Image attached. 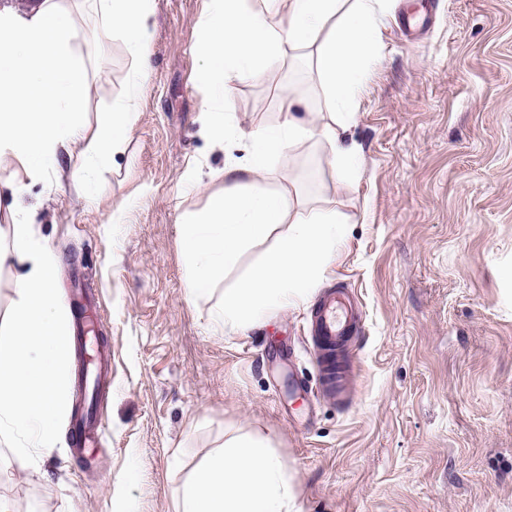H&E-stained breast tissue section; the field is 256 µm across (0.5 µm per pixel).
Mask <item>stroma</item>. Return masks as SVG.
Segmentation results:
<instances>
[{
  "label": "stroma",
  "instance_id": "1",
  "mask_svg": "<svg viewBox=\"0 0 512 512\" xmlns=\"http://www.w3.org/2000/svg\"><path fill=\"white\" fill-rule=\"evenodd\" d=\"M211 7L154 0L152 70L94 197H79L63 168L26 183L15 213L0 211V224L31 220L66 314L83 288L112 354L93 466L72 452V360L52 447L21 469L12 450L24 433L0 439V512H178L187 478L244 434L283 462L290 512H512V0H378L375 60L348 132L359 178H339L326 145L304 141L255 180L289 207L335 208L336 258L304 302L244 332L214 330L212 316L266 245L191 297L183 222L223 196L224 163L246 162L249 134L282 122L280 84L311 111L325 103L315 72L290 57L207 100L197 74ZM67 10L87 71V138L126 98L135 66L122 39L99 47L95 0ZM207 112L238 138L204 136ZM191 170L201 184L190 190ZM330 288L348 289L361 315L341 403L319 392L310 333Z\"/></svg>",
  "mask_w": 512,
  "mask_h": 512
}]
</instances>
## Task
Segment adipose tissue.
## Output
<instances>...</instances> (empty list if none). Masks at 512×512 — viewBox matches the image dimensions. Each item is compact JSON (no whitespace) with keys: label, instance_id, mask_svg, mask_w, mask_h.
<instances>
[{"label":"adipose tissue","instance_id":"1","mask_svg":"<svg viewBox=\"0 0 512 512\" xmlns=\"http://www.w3.org/2000/svg\"><path fill=\"white\" fill-rule=\"evenodd\" d=\"M376 0H289L274 16L247 0H213L204 28V64L198 80L210 99L228 82L255 81L286 52L304 51L314 64L326 101L321 112H305L292 84L278 98L286 120L251 132L247 163L224 164V194L209 211L187 221L182 237L189 273L186 290L211 289L251 246L272 241L265 258L234 287L225 289L216 329L244 328L272 309L305 299L324 264L336 253V211L305 207L288 216L283 198L254 189L256 176L272 161L287 162L297 142L324 141L329 163L345 179H356L360 150L347 141V106L378 37ZM104 21L101 44L121 38L135 64L136 80L151 69L149 30L154 0H97ZM73 28L58 0H29L0 8V169L9 171L0 205L12 207L25 179H39L60 166L71 169L79 195L94 193L93 173L111 161L135 123L130 100L113 104L83 150H75L86 69L71 46ZM289 223L286 233L277 227ZM11 248H0V267H19L20 301L10 330L0 336V432L30 431V448L53 441L68 361L62 307L53 288L55 257L32 236L29 222L7 225ZM30 448L13 456L25 462ZM289 486L284 467L264 440L227 439L183 487L179 512H283Z\"/></svg>","mask_w":512,"mask_h":512}]
</instances>
